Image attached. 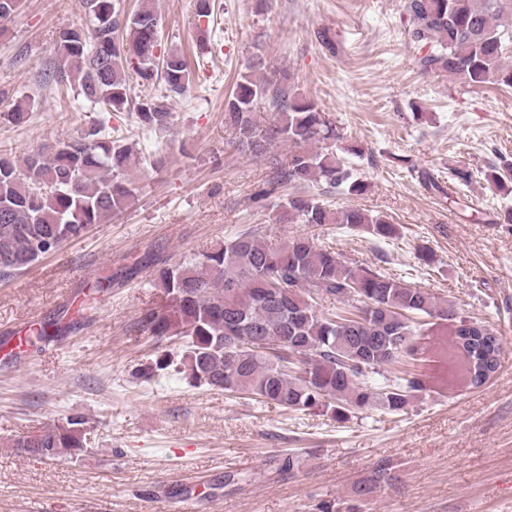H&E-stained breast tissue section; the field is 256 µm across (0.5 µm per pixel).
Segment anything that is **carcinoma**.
I'll return each mask as SVG.
<instances>
[{
  "instance_id": "carcinoma-1",
  "label": "carcinoma",
  "mask_w": 512,
  "mask_h": 512,
  "mask_svg": "<svg viewBox=\"0 0 512 512\" xmlns=\"http://www.w3.org/2000/svg\"><path fill=\"white\" fill-rule=\"evenodd\" d=\"M82 2L92 27L58 31L64 64L45 82L75 84L86 101L108 112L132 110L142 127L167 130L173 113L163 99L185 95L191 78L175 50L163 56L165 70L158 76V18L149 2L130 15L119 13L115 0ZM405 10L411 39L424 49L417 58L421 71L445 72L470 88H512V24L501 21V0H406ZM131 71L141 86L163 82L162 98L133 101ZM261 99L271 111L267 120L256 112ZM224 124L234 131L235 149L271 170L253 202L268 201L284 186L305 189L273 204L275 223L336 224L384 242L402 237L399 225L383 214L324 202L366 192L368 183L348 160L364 152L345 143L341 128L294 90L290 74L264 82L240 73L224 101ZM281 145L288 146L284 162L273 153ZM132 155V147L102 123L46 154L19 161L0 152V280L124 211L136 190ZM484 179L506 191L512 167L495 166ZM117 280L103 276L88 285L89 304ZM155 281L165 304L146 308L139 327L157 338L174 332L187 339L177 371L191 382L285 409L329 411L338 420L372 409L405 412L423 390L417 368L428 358L419 337L431 321L458 313L455 302L350 261L313 235L274 240L254 227L189 261L163 265ZM458 322L448 324L449 338L435 343L433 355L457 361L471 387L481 388L500 367L501 341L481 322ZM77 323H36L25 342H46ZM248 336L278 337V354L255 351ZM394 363L402 369L390 377L387 367ZM87 442L84 420L68 416L8 446L40 458L74 459L88 450Z\"/></svg>"
}]
</instances>
